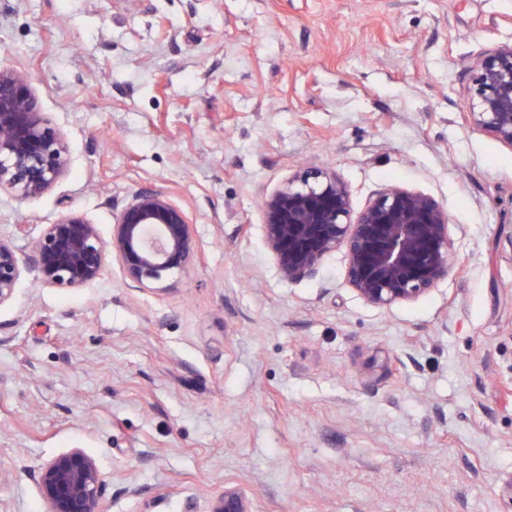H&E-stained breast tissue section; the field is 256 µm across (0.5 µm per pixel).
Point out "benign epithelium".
I'll use <instances>...</instances> for the list:
<instances>
[{
	"label": "benign epithelium",
	"instance_id": "1",
	"mask_svg": "<svg viewBox=\"0 0 512 512\" xmlns=\"http://www.w3.org/2000/svg\"><path fill=\"white\" fill-rule=\"evenodd\" d=\"M469 71V122L512 149V42L480 53ZM67 165L64 137L40 111L28 74L0 70V191L40 196ZM263 212L265 245L284 280L313 276L341 251L345 285L378 309L417 300L454 268L448 213L425 193L385 187L356 212L335 171L306 166L265 198ZM197 251L186 212L162 191L141 190L118 212L107 239L76 213L43 225L25 257L0 239V306L25 275L69 290L97 281L114 261L127 284L152 289L187 270ZM34 478L43 512H103L106 480L82 448L45 460ZM210 512H251V503L226 487Z\"/></svg>",
	"mask_w": 512,
	"mask_h": 512
}]
</instances>
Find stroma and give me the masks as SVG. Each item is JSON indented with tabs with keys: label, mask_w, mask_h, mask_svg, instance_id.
<instances>
[{
	"label": "stroma",
	"mask_w": 512,
	"mask_h": 512,
	"mask_svg": "<svg viewBox=\"0 0 512 512\" xmlns=\"http://www.w3.org/2000/svg\"><path fill=\"white\" fill-rule=\"evenodd\" d=\"M512 41V0H0V69L63 133L43 195L0 193L28 253L79 211L110 236L140 189L189 215L166 288L26 276L0 306V512L71 448L105 512H512V149L466 120V60ZM309 162L354 208L389 184L448 212L455 266L372 307L282 279L262 203ZM210 512H251L249 499L239 490L226 487L211 504Z\"/></svg>",
	"instance_id": "1"
}]
</instances>
